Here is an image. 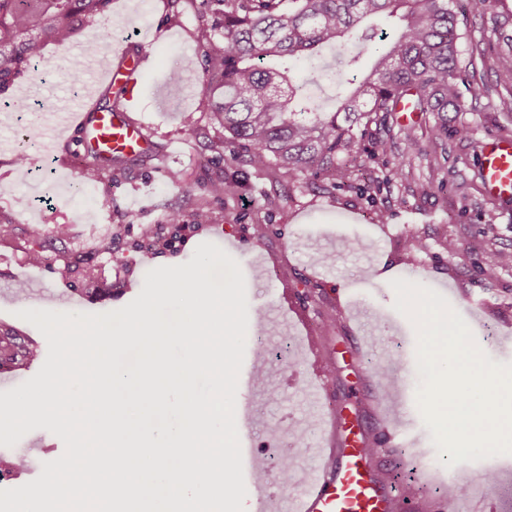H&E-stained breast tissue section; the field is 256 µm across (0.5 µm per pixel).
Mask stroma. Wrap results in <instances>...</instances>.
I'll return each mask as SVG.
<instances>
[{"label": "stroma", "instance_id": "obj_1", "mask_svg": "<svg viewBox=\"0 0 512 512\" xmlns=\"http://www.w3.org/2000/svg\"><path fill=\"white\" fill-rule=\"evenodd\" d=\"M103 31H79L70 45H47L38 72L28 78L29 97L39 111L0 106V220H10L23 240L45 247L44 264L25 263L15 244L0 243V326L28 336L38 360L20 370L0 372V391L32 378L42 367L48 344L42 333L20 318L24 309L106 313L123 308L140 293L146 273L188 262L198 245L212 242L239 264L249 311L263 310L261 323L249 325L246 361L255 366L247 394L253 410L258 466L276 470L288 462L291 478L312 464L317 412L301 375L302 339L286 330L277 292L290 288L323 338L331 368L335 406L363 419L361 374L370 364L397 381L403 408L412 422L411 440L424 461L448 462L438 453L416 403L420 376L416 336L410 321L394 308L395 292L379 268L442 293L462 315L479 347L498 363L512 362V263L485 271L486 254L512 255V206L492 201L477 171L482 146L497 136L512 138V57L503 54L485 19L469 14L459 21L460 91L466 109L448 115L449 127L469 125L462 139L431 142L424 120L393 118L383 132L385 149L366 148L351 179L330 187L319 175L273 174L230 157L216 156L211 144L224 131L211 123L201 105V53L196 43L197 14L169 12V0H112ZM90 49L113 57L122 51L142 57L136 85L120 96L107 86L89 90L74 82L68 61ZM177 70L187 83L179 97L167 91L165 75ZM81 99L86 107H113L144 122L152 133L150 155L127 165L118 179L83 183L77 176L80 153L72 145L78 131L54 112L55 92ZM25 141L30 162L13 163V149ZM185 175L182 184L167 171ZM235 185L234 194H205L214 180ZM211 223L181 228L168 223L170 211L191 217L199 204ZM58 224L71 228L56 241ZM158 225L169 247H143L139 227ZM264 225L256 234L255 225ZM421 247L408 251L407 237ZM456 239L462 251L449 256L444 242ZM83 260L96 271L92 283L82 275L65 280L62 260ZM360 305L365 316L357 330L370 346L365 361L352 359L342 317L344 303ZM26 458L24 470L0 483L14 489L36 479L43 463L64 452L53 433L30 431L12 448ZM405 462L415 456L402 451Z\"/></svg>", "mask_w": 512, "mask_h": 512}]
</instances>
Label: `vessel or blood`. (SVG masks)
<instances>
[{
	"mask_svg": "<svg viewBox=\"0 0 512 512\" xmlns=\"http://www.w3.org/2000/svg\"><path fill=\"white\" fill-rule=\"evenodd\" d=\"M142 60L121 54L116 64L102 66L97 60L86 62L87 77L92 83L132 85L138 80ZM57 111L77 116L83 134L85 154L107 159L117 154L138 156L152 147L145 126L123 112L85 111L83 103L58 95ZM479 176L486 194L501 205L512 204V138L498 137L486 143L479 155ZM281 307L302 327L310 325L308 313L298 307L290 291H282ZM304 376L317 395L332 390L322 342L309 332L306 336ZM368 407L377 430L387 442L398 435L385 419L379 384L370 388ZM321 446L317 451L310 480L296 500L293 512H455L446 498H403L393 495L383 477L375 470L372 454L361 440L355 420L342 411L329 409L321 416ZM286 492L285 486L270 481L257 488L255 512H271V506Z\"/></svg>",
	"mask_w": 512,
	"mask_h": 512,
	"instance_id": "obj_1",
	"label": "vessel or blood"
}]
</instances>
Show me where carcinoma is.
<instances>
[{
  "instance_id": "obj_1",
  "label": "carcinoma",
  "mask_w": 512,
  "mask_h": 512,
  "mask_svg": "<svg viewBox=\"0 0 512 512\" xmlns=\"http://www.w3.org/2000/svg\"><path fill=\"white\" fill-rule=\"evenodd\" d=\"M112 0H0V95L25 99L26 77L49 43L65 46L81 28H98ZM199 19L201 51L210 119L234 147L232 159L254 168L294 174H321L331 187L349 179V163L362 142L383 145L380 131L403 101L434 116L430 138H448L442 113L464 111L459 88L458 0H189ZM474 15L487 18L512 56V15L491 11V0H466ZM384 42L369 70L356 80L349 69L360 59L354 48L374 38ZM324 48L336 52L332 72L349 86L336 111L294 83L287 61L316 59ZM128 158L104 165L88 156L80 169L85 182L118 177ZM37 350L0 328V370L21 369Z\"/></svg>"
}]
</instances>
